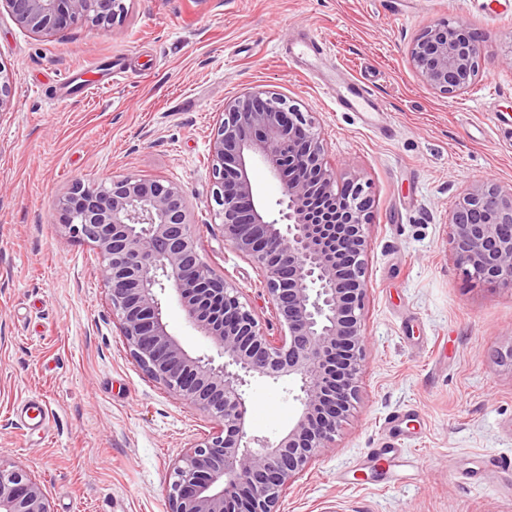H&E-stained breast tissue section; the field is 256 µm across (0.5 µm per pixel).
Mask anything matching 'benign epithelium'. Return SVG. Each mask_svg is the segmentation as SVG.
Masks as SVG:
<instances>
[{
    "mask_svg": "<svg viewBox=\"0 0 512 512\" xmlns=\"http://www.w3.org/2000/svg\"><path fill=\"white\" fill-rule=\"evenodd\" d=\"M35 34L82 19L110 27L123 0H0ZM483 49L464 24L427 26L408 57L428 86L453 98L480 75ZM313 117L270 90L224 103L209 139L212 197L225 241L263 272L274 336L240 292L200 258L181 187L162 179L77 180L61 196L59 221L102 258L130 356L177 400L212 418L183 457L169 487V512H278L289 486L348 419L358 399L368 291L364 256L371 199L354 180L336 185ZM261 163L282 184L278 217L253 197ZM512 188L478 180L448 219V245L470 278L512 288ZM178 295L187 319L216 348L193 356L168 330L160 295ZM251 378L288 381L299 403L275 441L250 435L244 386ZM0 512H51L41 485L22 468L0 465Z\"/></svg>",
    "mask_w": 512,
    "mask_h": 512,
    "instance_id": "benign-epithelium-1",
    "label": "benign epithelium"
}]
</instances>
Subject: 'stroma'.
Masks as SVG:
<instances>
[{
	"mask_svg": "<svg viewBox=\"0 0 512 512\" xmlns=\"http://www.w3.org/2000/svg\"><path fill=\"white\" fill-rule=\"evenodd\" d=\"M124 0L111 29L78 22L23 31L0 10V65L13 99L0 111V465L35 476L52 512H168L183 455L213 426L130 357L102 262L53 220L75 180L121 175L180 186L202 260L271 319L260 271L224 240L207 165L218 112L272 89L313 113L337 182L372 197L362 387L331 447L287 490L280 512H512V290L468 278L448 217L471 182L512 187V0ZM468 25L484 47L456 98L409 62L431 22ZM322 33L384 109L340 112L309 58L282 51ZM170 331L194 355L210 343L173 292ZM286 383L253 380L249 433L277 438L298 404ZM38 395L48 431L17 415ZM410 459L388 481L370 458L391 434Z\"/></svg>",
	"mask_w": 512,
	"mask_h": 512,
	"instance_id": "obj_1",
	"label": "stroma"
}]
</instances>
